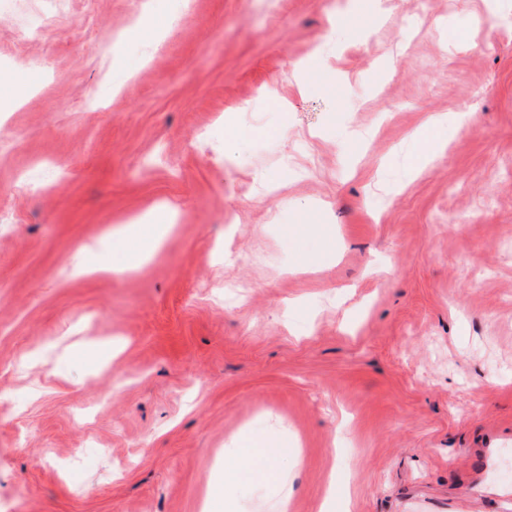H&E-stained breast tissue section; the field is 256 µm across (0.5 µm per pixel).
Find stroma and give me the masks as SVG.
I'll return each instance as SVG.
<instances>
[{"instance_id": "1", "label": "stroma", "mask_w": 512, "mask_h": 512, "mask_svg": "<svg viewBox=\"0 0 512 512\" xmlns=\"http://www.w3.org/2000/svg\"><path fill=\"white\" fill-rule=\"evenodd\" d=\"M246 435L290 512H512V0H0V512H203ZM469 113H454L427 117L421 125L423 134L429 140V148L438 144H445L453 129L462 122Z\"/></svg>"}]
</instances>
